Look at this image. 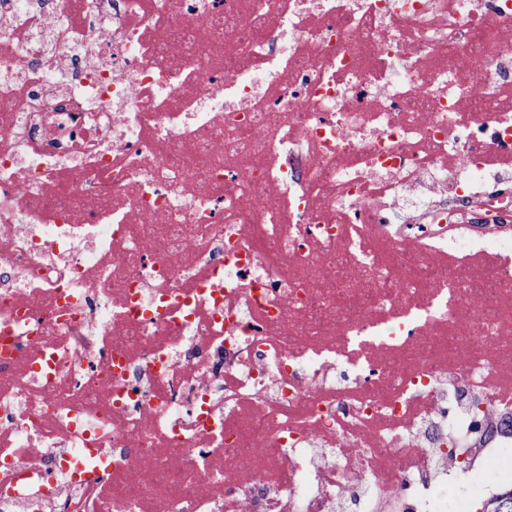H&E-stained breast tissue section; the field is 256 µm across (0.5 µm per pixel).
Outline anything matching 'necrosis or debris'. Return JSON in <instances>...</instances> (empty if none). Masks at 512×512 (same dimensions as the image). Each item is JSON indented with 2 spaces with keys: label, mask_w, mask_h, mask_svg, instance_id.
<instances>
[{
  "label": "necrosis or debris",
  "mask_w": 512,
  "mask_h": 512,
  "mask_svg": "<svg viewBox=\"0 0 512 512\" xmlns=\"http://www.w3.org/2000/svg\"><path fill=\"white\" fill-rule=\"evenodd\" d=\"M506 415L512 0H0V512H467Z\"/></svg>",
  "instance_id": "necrosis-or-debris-1"
}]
</instances>
